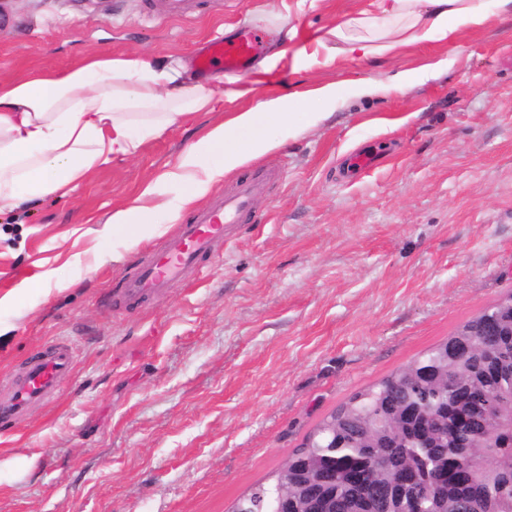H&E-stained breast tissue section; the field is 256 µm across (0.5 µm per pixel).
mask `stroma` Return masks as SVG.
I'll use <instances>...</instances> for the list:
<instances>
[{
  "mask_svg": "<svg viewBox=\"0 0 512 512\" xmlns=\"http://www.w3.org/2000/svg\"><path fill=\"white\" fill-rule=\"evenodd\" d=\"M370 0H0V81L92 53L188 65L196 45L260 29L224 109L170 127L64 199L0 213V379L58 338L78 346L49 404L0 434V512H230L355 391L410 364L512 291V18L358 59L331 31ZM289 31L280 44L276 29ZM448 59V68L429 66ZM425 72L410 90L365 79ZM335 84L333 116L225 176L272 173L254 217L160 298L111 289L179 231L112 258L113 210L208 126L270 95ZM371 167L344 174L349 157ZM45 278L46 290L26 288Z\"/></svg>",
  "mask_w": 512,
  "mask_h": 512,
  "instance_id": "stroma-1",
  "label": "stroma"
}]
</instances>
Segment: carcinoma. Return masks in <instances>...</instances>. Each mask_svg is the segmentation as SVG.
I'll return each mask as SVG.
<instances>
[{
    "label": "carcinoma",
    "mask_w": 512,
    "mask_h": 512,
    "mask_svg": "<svg viewBox=\"0 0 512 512\" xmlns=\"http://www.w3.org/2000/svg\"><path fill=\"white\" fill-rule=\"evenodd\" d=\"M512 293L321 420L232 512H512Z\"/></svg>",
    "instance_id": "cac0c4a2"
}]
</instances>
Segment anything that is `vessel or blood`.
I'll return each mask as SVG.
<instances>
[{
	"mask_svg": "<svg viewBox=\"0 0 512 512\" xmlns=\"http://www.w3.org/2000/svg\"><path fill=\"white\" fill-rule=\"evenodd\" d=\"M265 50L260 33L250 27L238 28L233 37L200 42L193 54L199 74L217 70L226 74L248 73ZM268 175L239 182L236 188L182 225L179 235L162 244L145 258L118 292L120 300L136 302L164 295L184 273L198 269L223 243L229 225L253 213L256 199L265 192ZM77 350L71 340L60 338L31 354L21 373L0 381V431L11 428L34 407L50 402L62 380L76 362Z\"/></svg>",
	"mask_w": 512,
	"mask_h": 512,
	"instance_id": "b4317fda",
	"label": "vessel or blood"
}]
</instances>
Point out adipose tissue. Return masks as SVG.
I'll use <instances>...</instances> for the list:
<instances>
[{
	"mask_svg": "<svg viewBox=\"0 0 512 512\" xmlns=\"http://www.w3.org/2000/svg\"><path fill=\"white\" fill-rule=\"evenodd\" d=\"M493 14L512 16V0H373L334 34L347 54L369 58L403 44L447 39ZM315 96L317 112L300 111L293 94L268 97L207 129L133 206L113 211V257L148 240L160 221L177 222L226 174L283 146L279 131L295 138L324 121L336 104V87L322 86ZM223 107V95L189 81L183 67L138 56L94 54L67 71L0 82V212L68 196L113 158L136 155L171 126ZM161 184L173 199L158 201Z\"/></svg>",
	"mask_w": 512,
	"mask_h": 512,
	"instance_id": "ef3b65f1",
	"label": "adipose tissue"
}]
</instances>
